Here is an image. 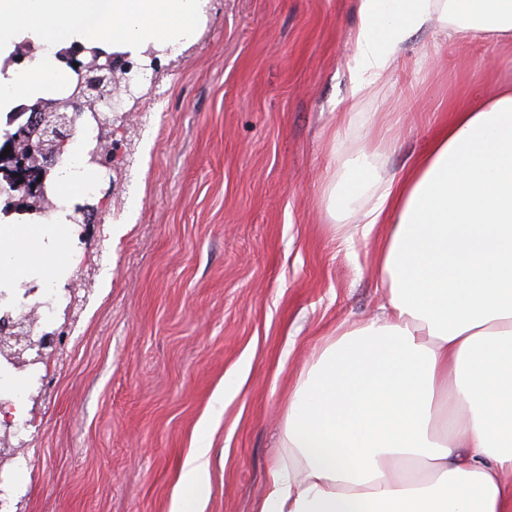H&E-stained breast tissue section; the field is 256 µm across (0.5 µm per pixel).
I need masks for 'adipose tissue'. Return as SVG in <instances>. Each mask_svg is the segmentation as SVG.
Wrapping results in <instances>:
<instances>
[{"instance_id":"obj_1","label":"adipose tissue","mask_w":512,"mask_h":512,"mask_svg":"<svg viewBox=\"0 0 512 512\" xmlns=\"http://www.w3.org/2000/svg\"><path fill=\"white\" fill-rule=\"evenodd\" d=\"M207 0H0V115L65 87V50L130 58L179 50ZM352 97L378 84L415 32L454 29L512 43V0H361ZM354 210L342 245L375 239L378 313L337 325L296 382L287 457L260 512H512V84L456 107L400 173L348 157L329 197ZM0 216V287L40 262ZM206 456L185 463L177 512H198Z\"/></svg>"}]
</instances>
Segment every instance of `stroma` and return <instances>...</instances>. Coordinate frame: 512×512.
<instances>
[{
  "label": "stroma",
  "mask_w": 512,
  "mask_h": 512,
  "mask_svg": "<svg viewBox=\"0 0 512 512\" xmlns=\"http://www.w3.org/2000/svg\"><path fill=\"white\" fill-rule=\"evenodd\" d=\"M208 20L112 118L85 238L34 277L75 293L48 330L59 369L26 392L17 512H173L209 448L200 512H259L289 394L336 325L381 302L375 243L340 245L345 154L390 142L401 172L452 107L512 80V46L413 35L353 120L359 0H209Z\"/></svg>",
  "instance_id": "obj_1"
}]
</instances>
